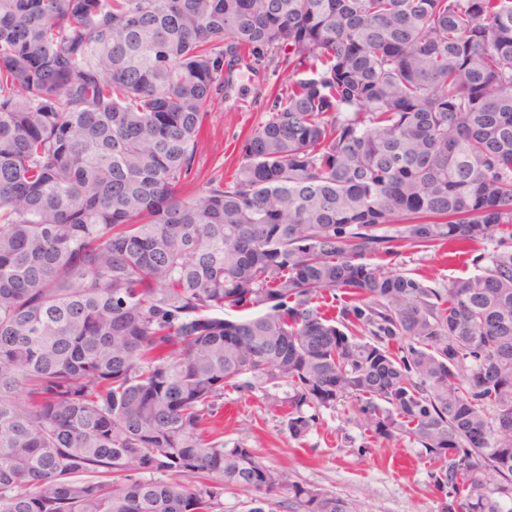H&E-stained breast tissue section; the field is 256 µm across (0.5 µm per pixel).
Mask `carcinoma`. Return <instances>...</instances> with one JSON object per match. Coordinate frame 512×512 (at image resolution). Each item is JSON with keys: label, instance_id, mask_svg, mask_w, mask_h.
I'll return each instance as SVG.
<instances>
[{"label": "carcinoma", "instance_id": "carcinoma-1", "mask_svg": "<svg viewBox=\"0 0 512 512\" xmlns=\"http://www.w3.org/2000/svg\"><path fill=\"white\" fill-rule=\"evenodd\" d=\"M237 63L277 85L228 177ZM447 244L446 288L370 262ZM274 380L293 438L350 399L443 512H512V0H0V512H274L224 442Z\"/></svg>", "mask_w": 512, "mask_h": 512}]
</instances>
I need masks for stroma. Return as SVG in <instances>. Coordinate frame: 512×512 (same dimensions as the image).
Masks as SVG:
<instances>
[{
    "mask_svg": "<svg viewBox=\"0 0 512 512\" xmlns=\"http://www.w3.org/2000/svg\"><path fill=\"white\" fill-rule=\"evenodd\" d=\"M226 97L216 98L206 119L200 152L208 163L233 160L235 149L266 119L274 77L233 74ZM390 269L444 288L474 274L470 255L447 249L402 248ZM288 386L266 384L251 393L224 398V440L252 448L257 459L284 480L311 485L354 506L355 512H441L445 500L430 478L435 465L415 441H386L357 425L351 401L321 410L302 439L284 423Z\"/></svg>",
    "mask_w": 512,
    "mask_h": 512,
    "instance_id": "1",
    "label": "stroma"
}]
</instances>
